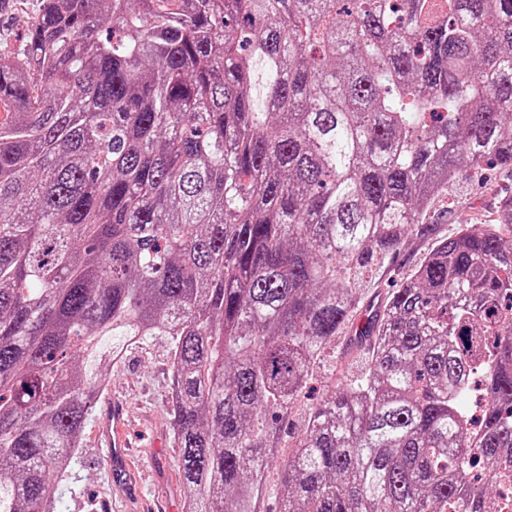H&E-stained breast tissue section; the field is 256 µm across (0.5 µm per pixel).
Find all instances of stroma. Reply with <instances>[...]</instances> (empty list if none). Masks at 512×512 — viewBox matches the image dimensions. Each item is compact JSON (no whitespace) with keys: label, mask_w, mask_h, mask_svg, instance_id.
I'll list each match as a JSON object with an SVG mask.
<instances>
[{"label":"stroma","mask_w":512,"mask_h":512,"mask_svg":"<svg viewBox=\"0 0 512 512\" xmlns=\"http://www.w3.org/2000/svg\"><path fill=\"white\" fill-rule=\"evenodd\" d=\"M512 194V171L490 168L480 180L459 183L449 199L448 216L438 232L447 236L459 228L492 217L503 194ZM428 240L414 239L405 245L399 257L382 270L370 288L367 300L380 302L392 289L401 287L411 267L431 249ZM362 354L349 342L348 334L337 336L326 356L317 361L308 387L288 413L287 423L278 434L281 446L277 460L265 472L267 492L261 512H279V488L282 479L279 458L287 456L294 444L297 428L310 408L330 398L336 386L335 367L346 374H357ZM90 419L81 437V448L63 484L64 512H137L112 479L109 455L98 435V416L112 404L125 408L136 450L131 458L130 481L138 498L154 505L169 506L171 512H183L184 498L179 485L176 461L178 450L172 443L169 424L168 340L153 336L129 349L126 357L109 367Z\"/></svg>","instance_id":"1"}]
</instances>
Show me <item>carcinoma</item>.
Returning a JSON list of instances; mask_svg holds the SVG:
<instances>
[{"label": "carcinoma", "mask_w": 512, "mask_h": 512, "mask_svg": "<svg viewBox=\"0 0 512 512\" xmlns=\"http://www.w3.org/2000/svg\"><path fill=\"white\" fill-rule=\"evenodd\" d=\"M512 0H40L0 51V512H57L103 371L169 342L185 512L263 474L360 288L436 238L313 408L280 512H487L512 454ZM504 193L512 194V171L508 169L491 167L478 181L460 182L454 196L442 202L450 205L448 217L438 221V234L446 237L465 225L479 224L481 220L492 217ZM442 203H437L435 208L438 209Z\"/></svg>", "instance_id": "cac0c4a2"}]
</instances>
